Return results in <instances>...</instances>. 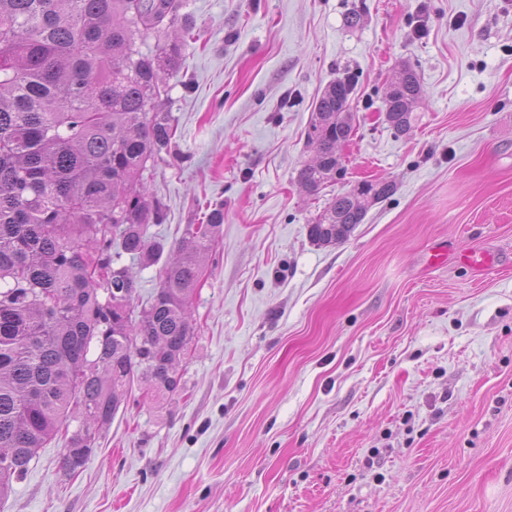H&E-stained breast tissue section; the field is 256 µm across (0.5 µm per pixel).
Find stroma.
<instances>
[{"label": "stroma", "mask_w": 512, "mask_h": 512, "mask_svg": "<svg viewBox=\"0 0 512 512\" xmlns=\"http://www.w3.org/2000/svg\"><path fill=\"white\" fill-rule=\"evenodd\" d=\"M186 31L149 233L174 244L218 203L224 226L181 388L134 386L78 475L56 437L0 512H512V0H180L168 33ZM403 64L423 99L398 137L383 98ZM347 75L345 174L311 196L305 129ZM361 180L396 190L313 244ZM435 244L502 265L425 269ZM455 259L476 276L484 275L497 264L495 255L485 248H473L463 251L455 256Z\"/></svg>", "instance_id": "1"}]
</instances>
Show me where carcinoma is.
Listing matches in <instances>:
<instances>
[{"mask_svg": "<svg viewBox=\"0 0 512 512\" xmlns=\"http://www.w3.org/2000/svg\"><path fill=\"white\" fill-rule=\"evenodd\" d=\"M174 0H0V498L38 449L64 433L62 467L75 474L136 383L180 389L178 367L195 328L190 304L224 210L190 224L176 248L148 237L163 204L142 183L176 129L160 109L185 40L143 50ZM349 76L330 82L306 129L313 161L298 182L315 196L342 176L336 148L354 132ZM422 99L402 66L385 98L398 136ZM390 182L336 194L309 225L317 244L345 240ZM168 257H163L164 253ZM161 264L159 285L135 311L124 257ZM77 423L71 431L72 423Z\"/></svg>", "mask_w": 512, "mask_h": 512, "instance_id": "cac0c4a2", "label": "carcinoma"}]
</instances>
